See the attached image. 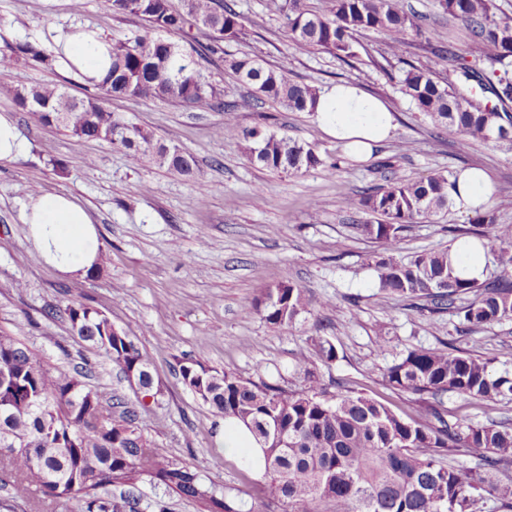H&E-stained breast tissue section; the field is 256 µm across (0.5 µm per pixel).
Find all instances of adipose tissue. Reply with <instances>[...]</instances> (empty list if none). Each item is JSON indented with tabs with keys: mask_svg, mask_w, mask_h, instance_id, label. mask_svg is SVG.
Listing matches in <instances>:
<instances>
[{
	"mask_svg": "<svg viewBox=\"0 0 512 512\" xmlns=\"http://www.w3.org/2000/svg\"><path fill=\"white\" fill-rule=\"evenodd\" d=\"M109 48V42L97 32L68 33L58 40L56 55L80 80L99 83L112 64ZM313 112L320 128L340 142L349 156L362 161L394 128L385 102L353 84L324 88ZM455 186L452 199L464 211L486 204L493 189L490 175L481 168L459 171ZM23 220L30 226L44 264L71 277L84 276L98 267L101 243L96 227L84 207L71 197L40 194L27 206Z\"/></svg>",
	"mask_w": 512,
	"mask_h": 512,
	"instance_id": "obj_1",
	"label": "adipose tissue"
}]
</instances>
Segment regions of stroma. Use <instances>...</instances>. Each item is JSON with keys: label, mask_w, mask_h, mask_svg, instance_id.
Wrapping results in <instances>:
<instances>
[{"label": "stroma", "mask_w": 512, "mask_h": 512, "mask_svg": "<svg viewBox=\"0 0 512 512\" xmlns=\"http://www.w3.org/2000/svg\"><path fill=\"white\" fill-rule=\"evenodd\" d=\"M231 2L241 31L224 41V51L255 56L299 83L359 85L392 112L391 137L369 160L354 161L312 113L254 103L250 87L225 68L218 53L204 68L221 99L237 104L233 116L146 97L105 102L193 157L194 176L182 177L153 160H133L109 141L78 139L21 111L13 87L58 84L79 96L85 84L55 62L0 61V109L11 112L30 144L24 157L0 162V332L20 337L51 368L72 373L90 367L89 384L134 407L138 426L158 453L200 470L241 500L243 512H284L267 500L264 476L242 470L238 457L219 446L224 418L184 385L181 365L198 362L298 390L307 377L295 366L297 356H315L326 341L336 358L316 359L321 384L342 382L398 412L410 409V396L387 386L381 370L407 349L454 347L489 361L493 370H512V321L463 336L455 317L381 291L374 267L380 246L359 231L364 215L342 205L345 197L381 183L384 161L411 181L440 170L481 167L495 187L491 206L498 223L512 224V142L476 143L458 154L457 133L436 128L398 92L393 76L399 66L376 34L359 36L356 56L346 63L327 52L298 51L270 0ZM401 2L422 27L410 39L407 60L428 64V47L438 44L484 64V46L469 38L465 24L448 16L439 0ZM144 27L140 18L115 13L107 0H83L78 9L72 0H0V51L19 41L51 51L58 36L76 28L115 41ZM228 122L235 135H223ZM255 128L311 146L322 165L296 175L254 166L243 150V135ZM44 192L70 195L91 215L110 255L102 270L64 277L38 260L22 216ZM472 217L451 205L417 219L400 233L398 257L451 248L449 227L470 224ZM282 282L304 289L311 300L291 326L244 313L245 305ZM73 302L102 312L148 354L162 396L141 398L118 367L73 332L67 318L48 316L49 308ZM381 337L389 341L387 350L377 347ZM132 496L135 512H201L195 501L149 480Z\"/></svg>", "instance_id": "obj_1"}]
</instances>
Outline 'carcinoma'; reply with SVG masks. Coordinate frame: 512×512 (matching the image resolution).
I'll list each match as a JSON object with an SVG mask.
<instances>
[{"instance_id": "carcinoma-1", "label": "carcinoma", "mask_w": 512, "mask_h": 512, "mask_svg": "<svg viewBox=\"0 0 512 512\" xmlns=\"http://www.w3.org/2000/svg\"><path fill=\"white\" fill-rule=\"evenodd\" d=\"M115 11L141 18L147 28L112 44V67L95 92L81 98L64 86L23 87L14 100L47 125L61 126L79 139H103L135 157H149L182 176L194 173V161L154 135L108 111L106 95L155 97L201 111L232 113L237 105L222 100L200 61L222 51L190 34L197 28L227 39L239 32V14L224 0H110ZM444 12L462 19L473 41L488 48L490 68L465 62L451 48L431 47L430 64L402 69L400 92L438 128L455 129L459 150L471 141L512 138V18L496 15L494 0H440ZM294 46L322 49L352 58L355 35L383 34L391 55L400 59L408 36L419 32L415 16L401 0H332L331 15L306 9L304 0L276 4ZM177 34L183 43L161 33ZM4 56L16 64L49 60L39 46L19 41ZM469 95L450 82L433 79L443 61ZM224 66L252 87L258 102H278L307 112L318 89L291 81L246 53L224 54ZM488 92L491 105L473 100ZM250 160L262 169L294 173L321 160L296 140L259 129L250 133ZM455 187L449 174L408 181L394 176L345 200L352 213L379 217L358 225L381 245L375 268L378 288L411 301L423 300L435 313L459 320L460 331L512 320V229L496 223L494 212L476 213L469 228H455L458 239L472 238L492 254L499 274L463 279L450 251L426 252L403 261L395 257L398 233L419 217L436 214L448 204ZM474 300L461 303L462 296ZM304 290L281 283L264 291L248 311L273 325L287 327L307 311ZM72 329L123 376L133 375L140 394L157 398L151 363L126 333L116 336L112 323L88 306L60 310ZM302 354L296 366L308 386L288 391L277 385L246 381L228 371L199 363L180 366L184 383L226 420L242 423L264 453L265 496L286 505V512H482L492 501L498 512H512V419L498 416L512 401V375L497 374L489 363L453 349L414 347L383 369L394 389L415 396L421 412L400 414L382 402L340 385L330 392ZM453 394L485 404L487 419L469 424L453 416L444 398ZM0 469L13 476V494L24 499L37 490L52 501L82 497L84 512H133L130 500L101 492L110 486L133 488L144 478L202 505V512H242L241 501L226 493L194 467L158 456L139 429L135 411L117 398L108 401L80 374L47 367L40 354L16 336L0 334ZM464 448L482 451L474 467L456 460Z\"/></svg>"}]
</instances>
